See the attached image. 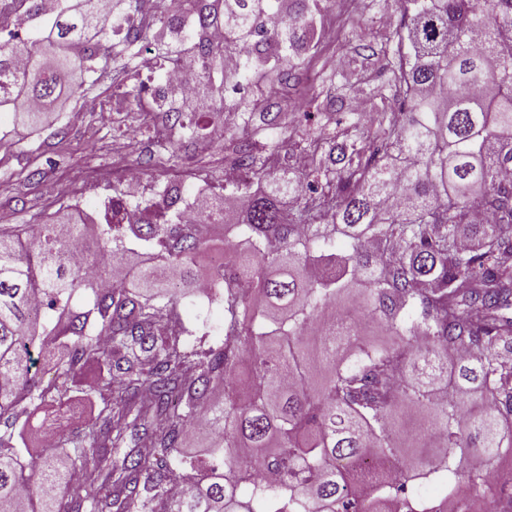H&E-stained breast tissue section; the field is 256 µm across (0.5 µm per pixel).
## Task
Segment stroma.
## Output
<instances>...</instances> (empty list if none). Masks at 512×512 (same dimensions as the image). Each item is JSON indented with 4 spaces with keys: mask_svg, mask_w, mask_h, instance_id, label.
Here are the masks:
<instances>
[{
    "mask_svg": "<svg viewBox=\"0 0 512 512\" xmlns=\"http://www.w3.org/2000/svg\"><path fill=\"white\" fill-rule=\"evenodd\" d=\"M400 20L397 0H362L355 11L344 0H333L323 22L335 29V43L301 56L297 71L301 89L273 86L265 105L277 114L292 143L269 158L260 188L271 189L284 177L306 179L308 171L298 159L296 141L312 126L343 134L338 114L328 113L327 104L339 99L344 111H352L355 102L365 101L367 86L384 83L380 64L369 49L393 38ZM133 73L145 83L153 79L138 58L126 68L101 69L90 77L83 95L68 98L57 108L51 122L40 128L19 124L0 139V225L50 221L73 199L85 202L86 222L99 223L98 197L111 192L112 173L123 164L143 171L144 190L150 199H158L167 182L182 184L192 194L201 189L223 193L224 168L234 161L232 149L211 147L200 138L180 140L178 131L166 128L151 98L127 106L110 124L101 123L91 102L111 103L129 85ZM174 140L181 143L182 164L161 168V148ZM180 315L201 334L203 345L218 342L216 327L224 316L221 301L200 299L195 289H188ZM97 404V393L85 389L69 393L65 406L47 405L31 413L22 429L29 456L42 457L48 437L78 427L95 415Z\"/></svg>",
    "mask_w": 512,
    "mask_h": 512,
    "instance_id": "obj_1",
    "label": "stroma"
}]
</instances>
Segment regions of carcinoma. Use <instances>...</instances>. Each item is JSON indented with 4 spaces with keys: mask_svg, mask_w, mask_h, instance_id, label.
Masks as SVG:
<instances>
[{
    "mask_svg": "<svg viewBox=\"0 0 512 512\" xmlns=\"http://www.w3.org/2000/svg\"><path fill=\"white\" fill-rule=\"evenodd\" d=\"M26 2L35 30L0 27V109L37 127L45 106L81 94L102 64L129 66L146 41L162 64L194 54L223 92L286 82L316 47L323 0H293L283 17V0H162L151 30L130 24L137 0H112L110 21L100 0H58L48 16ZM398 2L396 47L372 51L398 106L381 93L368 120L353 114L350 139H306L307 193L247 182L233 189L243 209L213 217L237 255L209 279L224 342L190 345L178 313L209 228L187 223L179 188L133 203L126 224L112 223V201L96 225L100 271L73 256L88 225L68 215L0 226V512H435L415 491L441 476L455 499L445 512H476L497 491L470 458L512 457V0ZM215 28L222 45L207 39ZM90 31L118 38L112 54ZM235 113L265 135L263 154L237 147L259 180L285 140L245 102ZM165 120L190 140L202 131L177 108ZM80 293L88 305H72ZM349 295L358 318L338 346ZM364 320L395 342L364 340ZM46 347L62 355L45 380L32 350ZM90 375L100 405L58 435L62 469L25 460L19 421ZM409 406L427 416L426 465L353 494L368 455L387 458L413 433L399 419ZM200 416L215 434L206 461L182 453Z\"/></svg>",
    "mask_w": 512,
    "mask_h": 512,
    "instance_id": "cac0c4a2",
    "label": "carcinoma"
}]
</instances>
